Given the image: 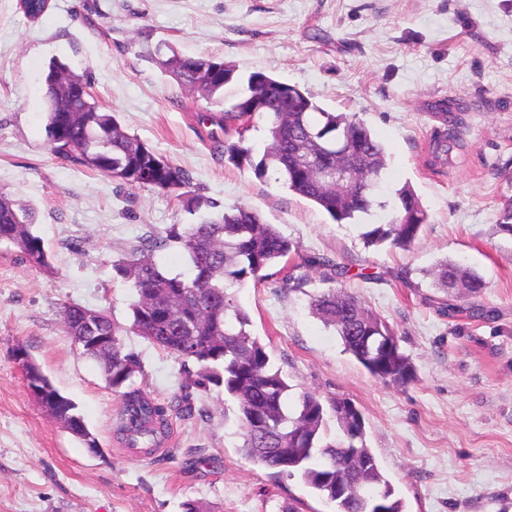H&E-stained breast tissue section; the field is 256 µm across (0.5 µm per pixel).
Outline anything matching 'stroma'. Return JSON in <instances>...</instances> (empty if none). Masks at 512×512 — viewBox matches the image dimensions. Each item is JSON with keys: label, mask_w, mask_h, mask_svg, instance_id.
I'll return each mask as SVG.
<instances>
[{"label": "stroma", "mask_w": 512, "mask_h": 512, "mask_svg": "<svg viewBox=\"0 0 512 512\" xmlns=\"http://www.w3.org/2000/svg\"><path fill=\"white\" fill-rule=\"evenodd\" d=\"M166 43L299 86L330 111L357 115L389 157V186L411 184L429 214L409 249L365 247L252 164L214 150L215 127L191 96L143 56ZM58 58L88 74L126 129L188 170L196 193L258 210L302 256L346 266L341 286L385 320L416 380L372 378L282 271L238 294L253 331L295 393L351 399L367 445L408 512H512V238L495 219L512 197V0H51L38 22L0 0V190L28 201L53 249V274L0 242V512H333L299 479L274 481L243 455L232 401L196 392L205 413L173 418L144 455L116 435L119 399L101 366L67 336L64 304L106 309L129 324L133 293L112 260L153 227L194 223L166 193L130 190L48 147L43 73ZM446 99L460 114L453 166L434 170L428 145ZM480 272L487 320L436 312L430 270L442 260ZM137 387L167 404L183 366L142 338H124ZM74 399L99 441L90 451L29 393L18 350Z\"/></svg>", "instance_id": "obj_1"}]
</instances>
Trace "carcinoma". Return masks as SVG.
<instances>
[{
  "instance_id": "obj_1",
  "label": "carcinoma",
  "mask_w": 512,
  "mask_h": 512,
  "mask_svg": "<svg viewBox=\"0 0 512 512\" xmlns=\"http://www.w3.org/2000/svg\"><path fill=\"white\" fill-rule=\"evenodd\" d=\"M164 74L198 98L218 108L220 116H202L224 129L216 149L238 166L251 163L252 149L243 129L256 116L267 120V145L255 166L259 175L273 176L288 191L325 211L338 224H356L368 247L406 249L421 237L428 214L414 190L405 185L387 196L388 156L384 145L354 114L329 111L296 85L264 73H252L232 98L225 87L238 82L236 65L209 55H184L171 46L157 45L144 54ZM46 121L53 155L95 170L131 190L154 189L172 196L194 214L207 212L193 224H168L132 245L112 261L116 275L134 294L130 324L119 326L107 311L91 317L74 304L63 307L65 332L86 357L112 376V391L122 398L116 432L128 448L150 454L164 443L169 416L203 415L195 410L194 390H218L236 403V418L246 457L272 471L276 479L299 477L334 512H406L405 504L382 474L367 446L363 414L355 405L338 408L339 397L321 399L303 392L292 397V386L275 368L266 346L254 336L249 314L238 301V289L247 281L259 283L265 271L299 254V245L267 223L262 214L245 205L226 207L192 190L190 172L156 153L138 136L123 130L116 117L100 105L76 111L73 90L91 87L90 79L59 60L45 72ZM238 139L231 140L232 134ZM448 133L437 132L431 153L445 167L451 163ZM349 167L350 183L317 182L323 167ZM32 208L0 191V242L15 245L28 262L47 272L52 257L34 230ZM497 232L512 237V198L500 207ZM178 248L187 272L173 274L162 264L165 253ZM320 269L334 282L343 267L320 257H305L286 276L288 287L302 292L303 267ZM433 282L446 294L468 301L461 306L439 302L438 311L449 318L465 312L480 320L493 311L472 302L485 287L483 278L453 262L442 261ZM312 313L333 329L346 353L372 377L393 385L416 379L411 358L402 351L393 329L369 313L356 296L329 288L310 295ZM142 337L158 349L175 355L185 365L188 384L167 407L134 386L143 373L137 356L126 351L123 334ZM112 341L103 352L93 337ZM59 410L79 419L75 437L89 431L78 404L71 398Z\"/></svg>"
}]
</instances>
